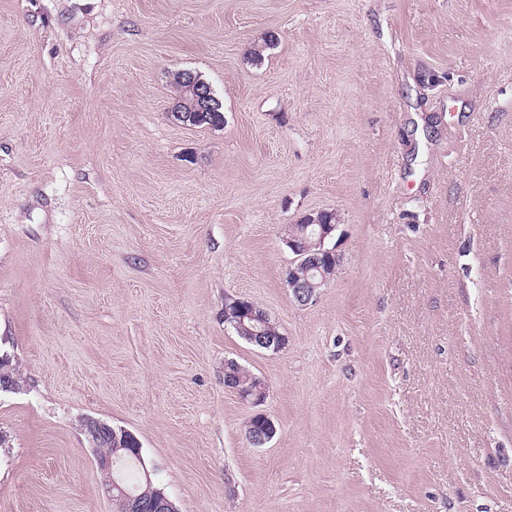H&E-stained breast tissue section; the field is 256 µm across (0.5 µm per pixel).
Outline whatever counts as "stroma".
Masks as SVG:
<instances>
[{
    "instance_id": "obj_1",
    "label": "stroma",
    "mask_w": 512,
    "mask_h": 512,
    "mask_svg": "<svg viewBox=\"0 0 512 512\" xmlns=\"http://www.w3.org/2000/svg\"><path fill=\"white\" fill-rule=\"evenodd\" d=\"M0 354V512H113L88 417L177 512H512V0H0ZM196 74L198 73L180 70L173 75V79L183 86L184 95L175 102L172 116L189 126L220 128L224 125L223 103H220L221 100L213 93L209 83ZM324 213L328 212H320L317 216H307L305 218L307 224L302 225L297 231H291L294 228L291 227V232L283 239L285 245L294 255L291 265L285 270V281L292 291L294 299L301 305L311 302L316 297L318 289L327 284L328 279L321 280L322 276L319 272L324 259H334L336 256V262L339 263L336 245L329 247V242L333 239L339 224L337 218L332 214L324 215L322 218L324 224H320V217ZM311 237H315V239L311 240ZM301 266L304 268H300ZM322 269L329 278L336 274V264L333 265L331 259L323 262ZM314 270H319L316 271L314 277L315 282L321 280L319 283H314L311 279ZM248 316H250V318L257 321L259 323V327L258 326H253L254 328L247 327L250 325L248 318H246L244 321L245 325H247V326L244 325L242 318H240L239 322L234 325L236 326V328L239 331H241V333H243L242 332L243 329L245 330L246 333L244 335L246 336L247 340L251 343V345H253L254 347H257L260 349H269L271 344H273L275 342V339L272 336H276L277 338L279 337V338H282L285 340V338L283 336H281V333L279 332L278 327L272 320H269V322L271 324L269 327L271 334H269L270 336H266V334L268 333L267 332V326H268L267 321H268V319H271V318L265 310H264V313L249 314ZM230 326L233 328V331L237 334V336H239L241 339H243L247 343H249L246 340V338L244 336H242L240 334V332L232 324H230ZM224 385L225 387H228L225 382L229 379L231 380L236 387L240 388H249L251 390L257 391L258 393H255L257 395H253V391L251 390H245L241 391L237 388H231L237 391L239 396L245 400L250 401L253 404H256L258 402H261L265 398V389L262 385L261 379L257 378L253 374L249 373L247 370L242 368L237 362L235 361H227L224 364ZM230 388V387H228ZM258 389H262L258 391ZM256 415H260L263 418L258 417V416H253L247 422L246 429L248 432H253V433L248 434L249 442L255 446H262V445H265L267 442H269L274 437V435L276 433V428H275L272 420L269 417H267L266 415L261 414V413L256 414ZM264 420H266V422H267L265 433H260L259 435L255 434V433H259L263 430V427L265 425Z\"/></svg>"
}]
</instances>
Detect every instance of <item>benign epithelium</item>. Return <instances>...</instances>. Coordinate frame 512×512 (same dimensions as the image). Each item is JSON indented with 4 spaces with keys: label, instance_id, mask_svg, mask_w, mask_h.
I'll use <instances>...</instances> for the list:
<instances>
[{
    "label": "benign epithelium",
    "instance_id": "7a95c632",
    "mask_svg": "<svg viewBox=\"0 0 512 512\" xmlns=\"http://www.w3.org/2000/svg\"><path fill=\"white\" fill-rule=\"evenodd\" d=\"M184 89L183 98L176 101L175 112H210L220 106V100L214 95L209 84L200 76L187 70H180L173 75ZM339 224H322L320 216H307V223L299 230L291 231L284 238V243L294 255L291 265L285 270V281L292 291L297 303L306 305L317 295L319 288L327 284L323 279L318 283L312 281V271L320 269L321 263L336 256V247L329 246ZM250 318L258 322V326L250 328L243 322L236 323L238 330L245 331V336L251 345L268 349L275 339L267 335L268 313L252 314ZM83 429L95 436H110L126 430L116 428L94 418L83 421Z\"/></svg>",
    "mask_w": 512,
    "mask_h": 512
}]
</instances>
